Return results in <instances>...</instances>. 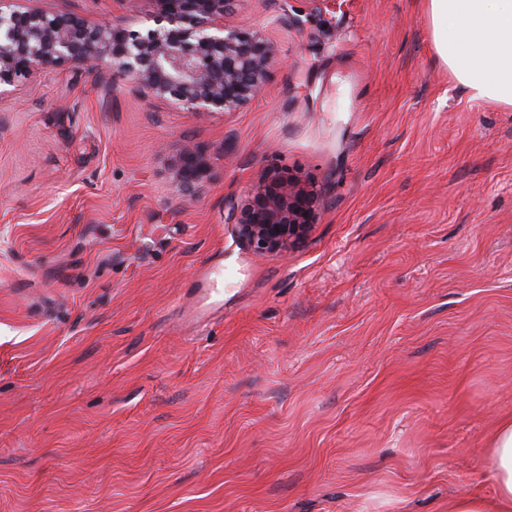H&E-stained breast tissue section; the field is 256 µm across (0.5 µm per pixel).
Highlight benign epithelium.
<instances>
[{
	"label": "benign epithelium",
	"instance_id": "1",
	"mask_svg": "<svg viewBox=\"0 0 512 512\" xmlns=\"http://www.w3.org/2000/svg\"><path fill=\"white\" fill-rule=\"evenodd\" d=\"M0 0V99L22 79L47 69L125 75L148 102H165L205 116L235 112L256 95L279 61L277 46L224 23L236 0H153L149 24H90L73 14L20 9ZM276 21L288 26V0H269ZM206 169L199 146L184 147L179 181L188 187ZM318 192L274 172L231 214L238 237L261 254H280L311 232Z\"/></svg>",
	"mask_w": 512,
	"mask_h": 512
}]
</instances>
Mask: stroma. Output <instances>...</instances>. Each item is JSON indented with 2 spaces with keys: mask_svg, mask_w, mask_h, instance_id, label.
Returning <instances> with one entry per match:
<instances>
[{
  "mask_svg": "<svg viewBox=\"0 0 512 512\" xmlns=\"http://www.w3.org/2000/svg\"><path fill=\"white\" fill-rule=\"evenodd\" d=\"M145 25L153 0H31ZM236 0L279 62L237 111L54 69L0 99V512H448L512 417V109L425 0ZM208 163L190 195L184 144ZM320 191L254 252L268 171ZM317 203L318 192L312 186L273 172L230 219L238 237L254 251L281 254L311 232Z\"/></svg>",
  "mask_w": 512,
  "mask_h": 512,
  "instance_id": "35a3bbf8",
  "label": "stroma"
}]
</instances>
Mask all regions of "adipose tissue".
<instances>
[{
    "label": "adipose tissue",
    "instance_id": "1",
    "mask_svg": "<svg viewBox=\"0 0 512 512\" xmlns=\"http://www.w3.org/2000/svg\"><path fill=\"white\" fill-rule=\"evenodd\" d=\"M435 52L473 98L512 107V0H426ZM492 497H458L448 512H512V418L492 430Z\"/></svg>",
    "mask_w": 512,
    "mask_h": 512
}]
</instances>
